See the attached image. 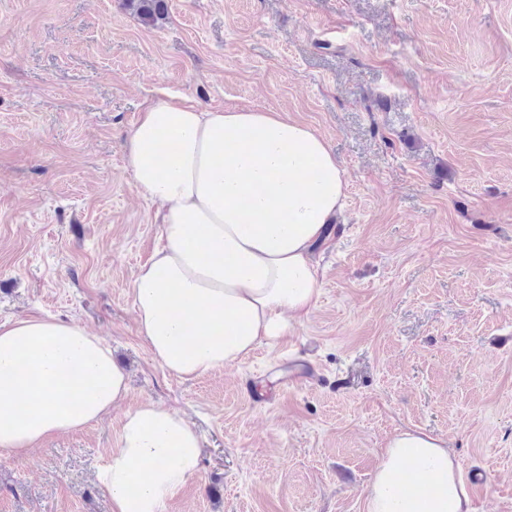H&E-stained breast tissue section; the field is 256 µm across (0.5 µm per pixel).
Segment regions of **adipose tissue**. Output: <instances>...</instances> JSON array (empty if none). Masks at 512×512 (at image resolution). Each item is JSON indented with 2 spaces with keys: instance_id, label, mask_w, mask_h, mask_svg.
I'll use <instances>...</instances> for the list:
<instances>
[{
  "instance_id": "adipose-tissue-1",
  "label": "adipose tissue",
  "mask_w": 512,
  "mask_h": 512,
  "mask_svg": "<svg viewBox=\"0 0 512 512\" xmlns=\"http://www.w3.org/2000/svg\"><path fill=\"white\" fill-rule=\"evenodd\" d=\"M138 194L155 205L160 244L132 282L141 336L163 368L195 378L287 335L318 304L313 248L343 207L346 177L325 140L285 113L210 111L175 98L142 112L128 141ZM128 392L111 351L54 317L0 324V450L99 421ZM199 435L179 411H127L101 473L112 512H161L200 470ZM414 465L424 493L401 488ZM366 512H472L447 442L394 434Z\"/></svg>"
}]
</instances>
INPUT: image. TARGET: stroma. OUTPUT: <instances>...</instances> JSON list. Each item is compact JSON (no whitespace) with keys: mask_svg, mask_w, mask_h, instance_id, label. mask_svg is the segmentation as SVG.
<instances>
[{"mask_svg":"<svg viewBox=\"0 0 512 512\" xmlns=\"http://www.w3.org/2000/svg\"><path fill=\"white\" fill-rule=\"evenodd\" d=\"M0 0V323L54 316L111 348L123 402L0 452V512H112L124 413L180 411L201 469L162 512H365L390 436L447 440L473 512H512V0ZM283 111L348 188L314 248L316 309L186 380L139 335L159 244L127 163L153 102ZM313 380L286 387L289 367ZM123 6L137 15L146 26H155L167 13L166 0H123Z\"/></svg>","mask_w":512,"mask_h":512,"instance_id":"stroma-1","label":"stroma"}]
</instances>
